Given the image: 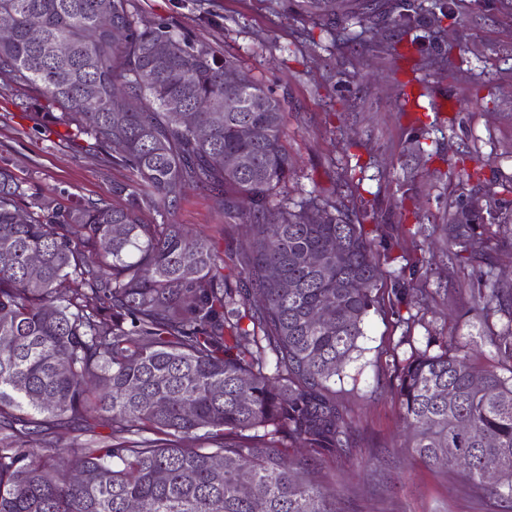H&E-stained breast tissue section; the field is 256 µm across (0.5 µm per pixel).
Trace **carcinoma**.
Instances as JSON below:
<instances>
[{"instance_id": "cac0c4a2", "label": "carcinoma", "mask_w": 512, "mask_h": 512, "mask_svg": "<svg viewBox=\"0 0 512 512\" xmlns=\"http://www.w3.org/2000/svg\"><path fill=\"white\" fill-rule=\"evenodd\" d=\"M457 7L291 0L329 33L380 19L432 29L440 41L413 70L427 60L450 77L442 23ZM1 17L15 32L0 40V89L36 90L80 151L136 180L114 188L118 204L61 210L34 196L23 208L28 189L0 167V512H338L294 445L351 447L330 381L358 350L382 272L364 225L336 202L276 201L292 169L285 99L209 44L139 22L131 0H0ZM56 41L70 51L50 58ZM191 186L244 227L232 274L215 242L165 220ZM146 208L161 221L145 222ZM492 218L449 215L456 260L476 254ZM397 396L405 447L512 500V376L423 352ZM73 425L86 439L45 453L40 429Z\"/></svg>"}]
</instances>
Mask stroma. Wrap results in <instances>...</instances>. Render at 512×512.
<instances>
[{"label": "stroma", "instance_id": "35a3bbf8", "mask_svg": "<svg viewBox=\"0 0 512 512\" xmlns=\"http://www.w3.org/2000/svg\"><path fill=\"white\" fill-rule=\"evenodd\" d=\"M141 22H164L210 44L285 98L284 145L293 169L282 194L335 200L365 216L382 271L364 335L340 379L336 399L348 412L349 457L323 450L319 480L336 487L340 512H512L456 474L426 466L403 446L398 376L411 355L466 351L478 367L507 375L512 358L500 337L512 334V311L483 309L474 266H491L493 283L512 296V221L490 225L488 246L473 263L448 261V216L476 194L460 172L512 176V12L498 0H462L453 54L455 76L411 71L384 52L366 53L394 28L374 22L358 41L335 46L283 0H133ZM420 91V108L401 112L403 83ZM24 87L0 93V166L55 204H115L116 185L134 173L72 150L34 131L20 105ZM420 147V160L410 157ZM352 170L357 186L342 185ZM219 242L225 270L241 261V226L225 219L211 195L188 190L167 216ZM405 294L397 304L395 289Z\"/></svg>", "mask_w": 512, "mask_h": 512}]
</instances>
